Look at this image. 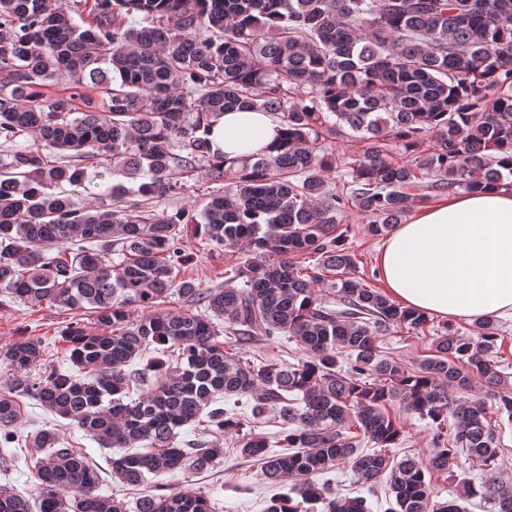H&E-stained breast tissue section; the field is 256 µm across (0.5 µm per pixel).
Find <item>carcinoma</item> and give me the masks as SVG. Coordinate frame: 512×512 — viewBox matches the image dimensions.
Listing matches in <instances>:
<instances>
[{
  "label": "carcinoma",
  "mask_w": 512,
  "mask_h": 512,
  "mask_svg": "<svg viewBox=\"0 0 512 512\" xmlns=\"http://www.w3.org/2000/svg\"><path fill=\"white\" fill-rule=\"evenodd\" d=\"M85 7L0 0V144L33 138L0 164V306L88 309L103 329L72 321L62 331L67 372L30 336L0 348V448L23 441L40 453L38 495L0 484V512H126L55 428L20 431L22 397L100 447L125 449L110 460L112 477L133 487L154 480L138 512H212L207 497L158 478L201 473L224 456L204 439L213 428L241 435L240 453L262 463L269 484L294 481L266 512L318 503L371 512L366 497L335 496L317 481L343 465L369 489L386 476L387 512H462L433 500L431 477L461 449L485 467L497 461L486 400L512 422L498 328L491 318L475 321L471 336L448 326L420 372L405 371L379 339L396 327L420 331L428 316L354 276L338 224L351 198L366 232L387 234L410 211L420 175L441 193L512 191V0H94L86 28L76 21ZM49 81L67 94L48 97ZM230 109L271 113L284 130L275 151L230 159L213 148L209 129ZM346 132L365 143L344 163L347 194L324 178L337 167L325 142ZM428 139L431 151L419 152ZM388 142L405 161L388 158ZM50 152L78 162H52ZM87 160L137 188L88 178ZM204 167L230 183L192 208L154 209ZM66 185L95 204L77 206ZM183 226L214 249L245 241L258 259L231 267L222 286L182 278ZM305 254L318 267L297 264ZM174 295L186 307L164 308ZM217 320L235 348L218 340ZM279 336L304 356L257 364L238 349ZM152 346L159 356L130 369ZM244 397L248 416L216 406ZM395 399L436 423L428 457L392 464L382 453L402 436L386 413ZM269 415L286 426L278 452L254 428ZM185 426L195 439L183 448ZM353 427L380 450L360 451ZM460 486V498L512 512V481Z\"/></svg>",
  "instance_id": "carcinoma-1"
}]
</instances>
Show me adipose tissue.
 Here are the masks:
<instances>
[{
    "label": "adipose tissue",
    "mask_w": 512,
    "mask_h": 512,
    "mask_svg": "<svg viewBox=\"0 0 512 512\" xmlns=\"http://www.w3.org/2000/svg\"><path fill=\"white\" fill-rule=\"evenodd\" d=\"M281 125L267 112L229 111L210 139L229 158L260 157ZM403 306L448 320L512 317V193H464L398 225L378 256Z\"/></svg>",
    "instance_id": "ef3b65f1"
}]
</instances>
